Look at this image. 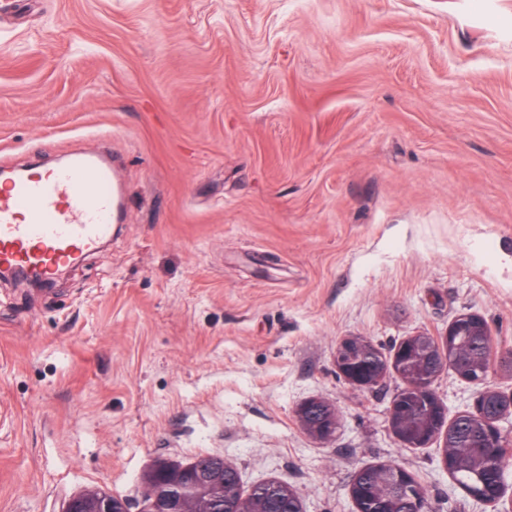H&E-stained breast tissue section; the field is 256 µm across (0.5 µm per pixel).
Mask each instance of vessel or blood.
<instances>
[{
  "mask_svg": "<svg viewBox=\"0 0 512 512\" xmlns=\"http://www.w3.org/2000/svg\"><path fill=\"white\" fill-rule=\"evenodd\" d=\"M116 197L99 156L28 171L0 165V265L52 278L110 235Z\"/></svg>",
  "mask_w": 512,
  "mask_h": 512,
  "instance_id": "1",
  "label": "vessel or blood"
}]
</instances>
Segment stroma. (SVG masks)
<instances>
[{
  "mask_svg": "<svg viewBox=\"0 0 512 512\" xmlns=\"http://www.w3.org/2000/svg\"><path fill=\"white\" fill-rule=\"evenodd\" d=\"M79 155L123 222L52 289L0 283V512H140L157 460L212 454L303 512H356L380 462L430 512H493L336 348L462 313L512 348V0H0V159ZM480 387L433 383L451 417Z\"/></svg>",
  "mask_w": 512,
  "mask_h": 512,
  "instance_id": "35a3bbf8",
  "label": "stroma"
}]
</instances>
